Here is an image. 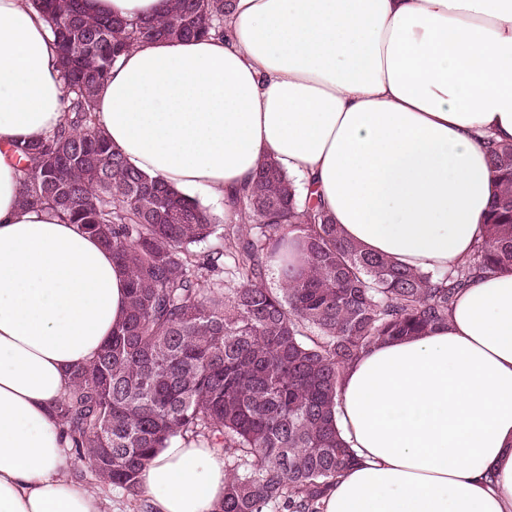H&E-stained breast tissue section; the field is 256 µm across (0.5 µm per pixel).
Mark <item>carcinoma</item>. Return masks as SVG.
<instances>
[{
	"label": "carcinoma",
	"mask_w": 512,
	"mask_h": 512,
	"mask_svg": "<svg viewBox=\"0 0 512 512\" xmlns=\"http://www.w3.org/2000/svg\"><path fill=\"white\" fill-rule=\"evenodd\" d=\"M232 2L168 0L160 17L124 21L86 13L83 0H30L54 38L67 117L12 145L20 203L80 225L129 279L123 321L69 373L55 412L77 480L137 501L144 468L179 436L224 455L214 512H322L356 464L333 414L343 372L380 342L447 324L474 278L512 271V143L489 149L498 191L485 236L444 273L344 238L322 208L298 201L272 158L246 200L218 217L129 166L96 124L95 97L135 45L224 34Z\"/></svg>",
	"instance_id": "carcinoma-1"
}]
</instances>
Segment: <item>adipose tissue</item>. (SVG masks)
I'll return each mask as SVG.
<instances>
[{
	"label": "adipose tissue",
	"instance_id": "ef3b65f1",
	"mask_svg": "<svg viewBox=\"0 0 512 512\" xmlns=\"http://www.w3.org/2000/svg\"><path fill=\"white\" fill-rule=\"evenodd\" d=\"M167 0H86L93 15ZM49 27L0 0V512H107L67 472L55 403L127 306L112 252L19 204L12 144L65 118ZM127 162L236 202L260 163L297 176L367 251L445 272L481 239L489 141L512 142V0H233L223 37L131 48L96 98ZM357 464L324 512H512V272L474 279L444 327L372 347L339 383ZM154 512H213L224 458L171 439Z\"/></svg>",
	"mask_w": 512,
	"mask_h": 512
}]
</instances>
